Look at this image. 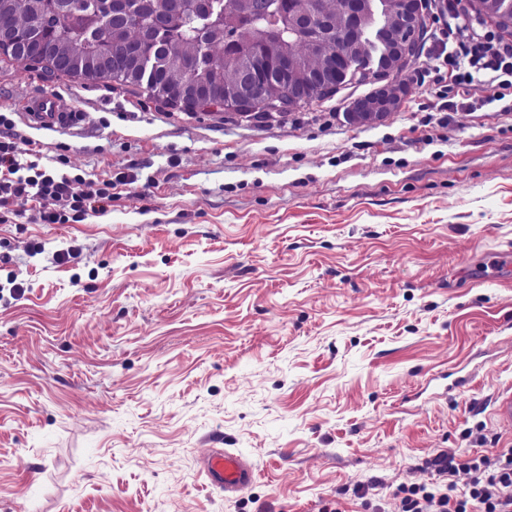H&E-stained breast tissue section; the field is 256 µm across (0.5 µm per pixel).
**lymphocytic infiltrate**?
I'll return each instance as SVG.
<instances>
[{
    "instance_id": "1",
    "label": "lymphocytic infiltrate",
    "mask_w": 512,
    "mask_h": 512,
    "mask_svg": "<svg viewBox=\"0 0 512 512\" xmlns=\"http://www.w3.org/2000/svg\"><path fill=\"white\" fill-rule=\"evenodd\" d=\"M448 0L447 14L439 20L432 38L439 46L440 66L450 68L448 84L441 97L454 98L460 88L481 79L487 83L512 78V44L496 40L482 31L479 22ZM77 180L53 174L38 162L18 157L12 142L0 139V208L18 202L39 200L45 208L43 223L58 224L67 212L106 211L112 201L108 188L92 193L77 191ZM440 481L432 486L412 485L404 489L399 512H512V448L496 460L471 457L465 460L442 452L431 461ZM469 476V495L455 494L457 473Z\"/></svg>"
}]
</instances>
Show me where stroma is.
Here are the masks:
<instances>
[{
  "mask_svg": "<svg viewBox=\"0 0 512 512\" xmlns=\"http://www.w3.org/2000/svg\"><path fill=\"white\" fill-rule=\"evenodd\" d=\"M436 55L373 127L346 112L374 76L247 119L0 62V137L112 186L0 210V512H393L437 453L512 448V87L449 108ZM49 94L77 122L32 125ZM215 448L250 488L209 485ZM493 414L498 425L507 429L512 428V388L498 394ZM202 469L211 486L224 490V494H238L254 481V467L242 455L217 449L202 461Z\"/></svg>",
  "mask_w": 512,
  "mask_h": 512,
  "instance_id": "obj_1",
  "label": "stroma"
}]
</instances>
